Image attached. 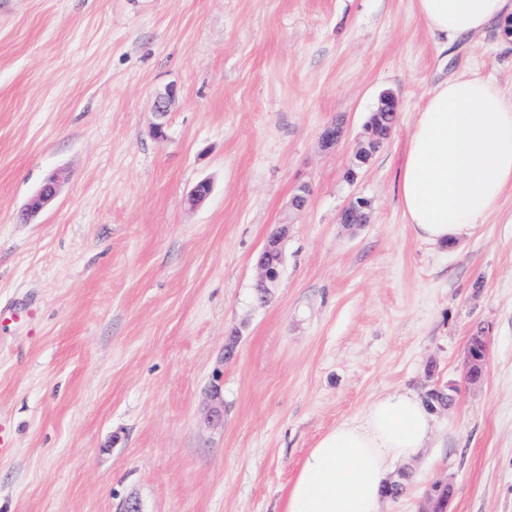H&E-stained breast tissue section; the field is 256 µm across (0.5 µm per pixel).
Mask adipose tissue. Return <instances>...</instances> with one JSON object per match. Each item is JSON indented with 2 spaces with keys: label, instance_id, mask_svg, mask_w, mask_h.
<instances>
[{
  "label": "adipose tissue",
  "instance_id": "ef3b65f1",
  "mask_svg": "<svg viewBox=\"0 0 512 512\" xmlns=\"http://www.w3.org/2000/svg\"><path fill=\"white\" fill-rule=\"evenodd\" d=\"M439 49L512 26V0H416ZM512 188V97L461 75L432 88L417 112L398 192L415 237L442 246L478 230ZM422 398L397 389L324 435L304 457L284 512H380L395 464L426 448Z\"/></svg>",
  "mask_w": 512,
  "mask_h": 512
}]
</instances>
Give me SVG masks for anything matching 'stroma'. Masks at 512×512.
<instances>
[{"instance_id":"35a3bbf8","label":"stroma","mask_w":512,"mask_h":512,"mask_svg":"<svg viewBox=\"0 0 512 512\" xmlns=\"http://www.w3.org/2000/svg\"><path fill=\"white\" fill-rule=\"evenodd\" d=\"M457 72L511 96L512 38L438 51L415 0H0V512H283L326 433L436 385L454 400L380 512H424L442 480L446 512H512V190L449 246L415 238L397 191L416 112ZM385 91L395 127L348 182ZM356 196L368 221L344 225ZM56 193L57 186L54 180H50L45 183L29 200L24 209V212L28 215V218L40 212L45 206H47L55 198Z\"/></svg>"}]
</instances>
